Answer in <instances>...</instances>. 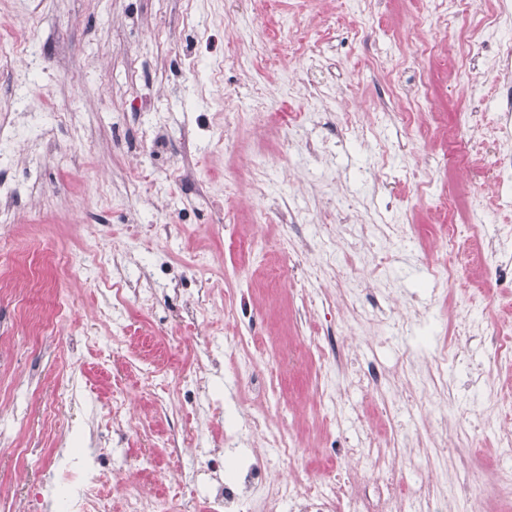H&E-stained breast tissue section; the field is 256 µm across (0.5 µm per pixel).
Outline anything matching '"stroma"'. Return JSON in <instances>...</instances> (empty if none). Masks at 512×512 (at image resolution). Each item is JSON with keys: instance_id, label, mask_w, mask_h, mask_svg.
<instances>
[{"instance_id": "1", "label": "stroma", "mask_w": 512, "mask_h": 512, "mask_svg": "<svg viewBox=\"0 0 512 512\" xmlns=\"http://www.w3.org/2000/svg\"><path fill=\"white\" fill-rule=\"evenodd\" d=\"M460 22L448 0H241L230 28L224 0H42L34 17L25 0H0V137L15 141L0 156V186L15 194L0 225V497L60 512L58 470L97 448L133 468L151 455L147 481L182 492L224 433L216 400L244 417L259 400L278 407L272 428L306 450L293 476L369 425L397 447L426 441L451 480L475 432V474L489 478L508 428L470 379L512 385L491 338L512 321V173L464 179L458 151L512 100V76L491 65L512 25L466 52ZM298 27L324 54L267 68L256 45ZM28 28L31 45L11 48ZM449 56L469 58L468 79L442 66ZM425 87L440 123L428 132L404 118ZM286 110L307 118L281 125ZM474 196L478 230L446 294H431L435 232L466 222ZM340 198L351 222L337 220ZM265 207L287 223H258ZM253 234L262 250L241 253ZM116 281L153 293L107 321ZM472 292L485 333L468 338L455 314ZM42 315L55 327L33 333ZM330 333L346 372L377 363L384 385L320 401ZM241 336L246 364L234 360ZM446 338L458 349L439 367ZM174 447L187 456L170 459Z\"/></svg>"}]
</instances>
